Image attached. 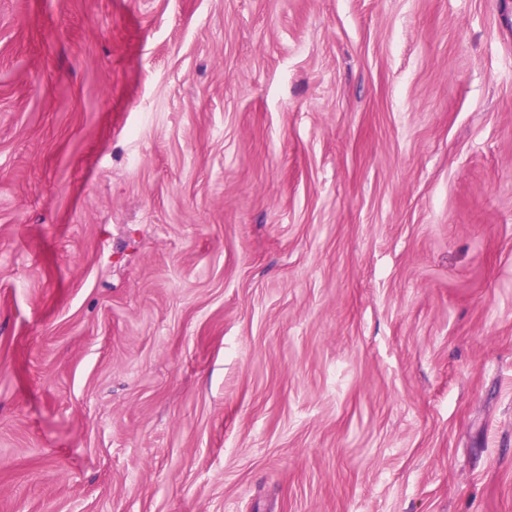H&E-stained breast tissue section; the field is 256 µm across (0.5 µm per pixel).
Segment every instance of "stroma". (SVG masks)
Returning <instances> with one entry per match:
<instances>
[{
    "label": "stroma",
    "mask_w": 512,
    "mask_h": 512,
    "mask_svg": "<svg viewBox=\"0 0 512 512\" xmlns=\"http://www.w3.org/2000/svg\"><path fill=\"white\" fill-rule=\"evenodd\" d=\"M0 512H512V0H0Z\"/></svg>",
    "instance_id": "1"
}]
</instances>
